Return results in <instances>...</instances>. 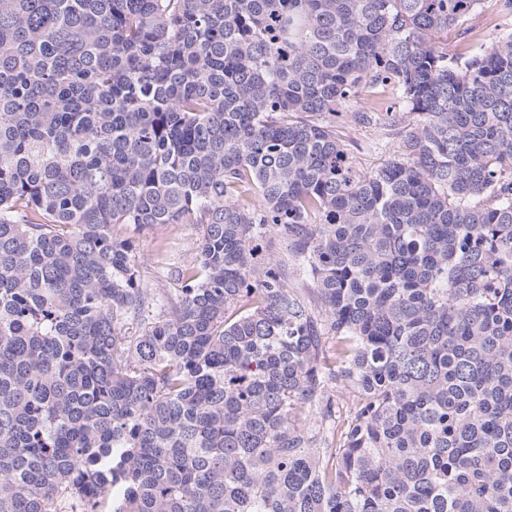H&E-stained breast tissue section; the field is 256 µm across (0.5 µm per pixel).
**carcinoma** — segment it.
I'll list each match as a JSON object with an SVG mask.
<instances>
[{
  "mask_svg": "<svg viewBox=\"0 0 512 512\" xmlns=\"http://www.w3.org/2000/svg\"><path fill=\"white\" fill-rule=\"evenodd\" d=\"M482 5L0 0V512H512V30L437 42ZM387 86L363 171L317 117ZM117 224L199 226L178 294ZM264 255L270 258L271 261H284L288 264L289 268H295V259L291 247L288 245V242L279 237L267 240L264 247ZM293 268L291 270H293Z\"/></svg>",
  "mask_w": 512,
  "mask_h": 512,
  "instance_id": "obj_1",
  "label": "carcinoma"
}]
</instances>
